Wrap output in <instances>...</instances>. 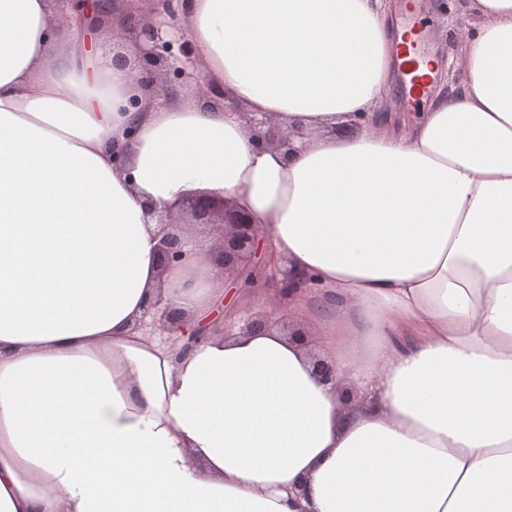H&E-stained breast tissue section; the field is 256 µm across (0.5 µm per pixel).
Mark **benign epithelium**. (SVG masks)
<instances>
[{
  "label": "benign epithelium",
  "instance_id": "7a95c632",
  "mask_svg": "<svg viewBox=\"0 0 512 512\" xmlns=\"http://www.w3.org/2000/svg\"><path fill=\"white\" fill-rule=\"evenodd\" d=\"M71 9L83 18L87 25L98 30L104 42L112 40L111 32L103 29V17L112 5V0H65ZM129 33L139 47L138 66L135 67L140 80L149 86H157L167 95H173L169 75L184 74L178 66L179 56L189 53L188 38H183L179 44L165 39L161 30L146 20H136L129 24ZM244 116L254 131L257 144L261 147H271L285 150L290 155L295 152L293 141L301 136L299 131H284L275 127L273 117L267 113L246 112ZM192 223L224 225L222 236L221 256L224 274L234 275L243 287L259 289L265 286L271 277H280V281L296 287H304L309 279L298 276L286 266L274 269L271 275H266L254 269L250 262V253L259 236L258 225L251 223L248 215L236 209L228 200L198 198L190 203ZM158 253L160 262L168 266L177 261L183 253V239L174 233H163ZM240 330L258 333L269 329L272 325L270 317L247 315L239 319Z\"/></svg>",
  "mask_w": 512,
  "mask_h": 512
}]
</instances>
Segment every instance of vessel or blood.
<instances>
[{"label": "vessel or blood", "instance_id": "obj_1", "mask_svg": "<svg viewBox=\"0 0 512 512\" xmlns=\"http://www.w3.org/2000/svg\"><path fill=\"white\" fill-rule=\"evenodd\" d=\"M393 41V64L399 74L400 98L411 106L429 96L436 72L431 31L421 18L415 0H403Z\"/></svg>", "mask_w": 512, "mask_h": 512}]
</instances>
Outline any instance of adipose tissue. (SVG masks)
<instances>
[{
	"label": "adipose tissue",
	"instance_id": "ef3b65f1",
	"mask_svg": "<svg viewBox=\"0 0 512 512\" xmlns=\"http://www.w3.org/2000/svg\"><path fill=\"white\" fill-rule=\"evenodd\" d=\"M174 7L208 98L0 0V512H512V0H461L464 81L408 116L388 0ZM249 112L307 136L259 147ZM201 196L313 276L262 295L308 345L213 319L220 231L160 266ZM175 221L169 224H162L163 235L158 245V253L160 262L164 266H168L177 261L183 253V239L178 235L170 232H165L168 226H172Z\"/></svg>",
	"mask_w": 512,
	"mask_h": 512
}]
</instances>
